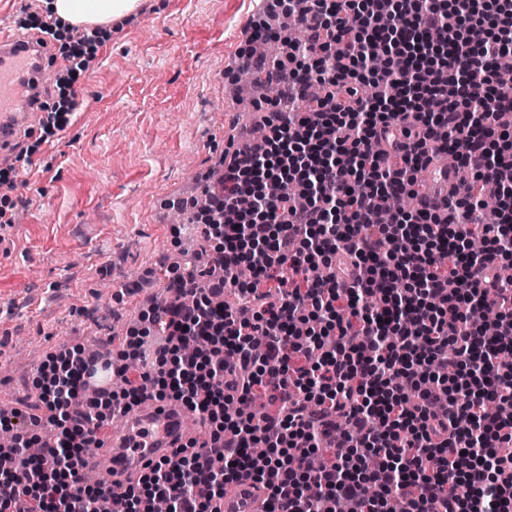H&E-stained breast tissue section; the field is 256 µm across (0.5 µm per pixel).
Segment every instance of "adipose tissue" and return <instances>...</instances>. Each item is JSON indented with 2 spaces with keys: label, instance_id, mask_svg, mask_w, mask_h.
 Instances as JSON below:
<instances>
[{
  "label": "adipose tissue",
  "instance_id": "adipose-tissue-1",
  "mask_svg": "<svg viewBox=\"0 0 512 512\" xmlns=\"http://www.w3.org/2000/svg\"><path fill=\"white\" fill-rule=\"evenodd\" d=\"M46 10L74 26L110 30L112 25L135 17L141 0H44Z\"/></svg>",
  "mask_w": 512,
  "mask_h": 512
}]
</instances>
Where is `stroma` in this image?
<instances>
[{"label": "stroma", "mask_w": 512, "mask_h": 512, "mask_svg": "<svg viewBox=\"0 0 512 512\" xmlns=\"http://www.w3.org/2000/svg\"><path fill=\"white\" fill-rule=\"evenodd\" d=\"M40 0H0V31H36ZM256 0H144L96 43L74 83L64 131L36 124L30 165L0 173V390L25 393L64 345L111 352L142 307L164 296V268L193 229L171 209L203 191L231 139L254 119L232 101Z\"/></svg>", "instance_id": "stroma-1"}]
</instances>
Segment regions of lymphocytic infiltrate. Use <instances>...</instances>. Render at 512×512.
Wrapping results in <instances>:
<instances>
[{
  "label": "lymphocytic infiltrate",
  "instance_id": "f902f5d3",
  "mask_svg": "<svg viewBox=\"0 0 512 512\" xmlns=\"http://www.w3.org/2000/svg\"><path fill=\"white\" fill-rule=\"evenodd\" d=\"M269 12L298 16L306 38L273 69L287 87L264 137L225 157L200 250L120 344L121 389L84 398L102 358L71 346L39 367L36 413L0 414L13 437L0 512H105L112 492L82 485L83 457L149 398L199 414L211 444L140 474L126 512L159 499L219 512L242 480L267 512H512V279L498 273L512 261V85L494 67L512 55V0H271ZM449 148L481 165L445 218L416 183ZM395 196L416 204L390 209ZM486 197L497 221L475 223ZM488 307L490 336L471 325ZM256 394L275 412L225 415Z\"/></svg>",
  "mask_w": 512,
  "mask_h": 512
}]
</instances>
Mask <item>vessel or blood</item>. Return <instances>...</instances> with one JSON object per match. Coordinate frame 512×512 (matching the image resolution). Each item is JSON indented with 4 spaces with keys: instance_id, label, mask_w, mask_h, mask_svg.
Wrapping results in <instances>:
<instances>
[{
    "instance_id": "vessel-or-blood-1",
    "label": "vessel or blood",
    "mask_w": 512,
    "mask_h": 512,
    "mask_svg": "<svg viewBox=\"0 0 512 512\" xmlns=\"http://www.w3.org/2000/svg\"><path fill=\"white\" fill-rule=\"evenodd\" d=\"M59 63L40 36L25 31L0 33V144L41 113L42 89ZM198 418L186 408L149 399L133 406L119 431L103 430L87 455L89 468L109 460L118 479L140 474L195 436ZM221 512H266L265 494L241 482L224 495Z\"/></svg>"
}]
</instances>
